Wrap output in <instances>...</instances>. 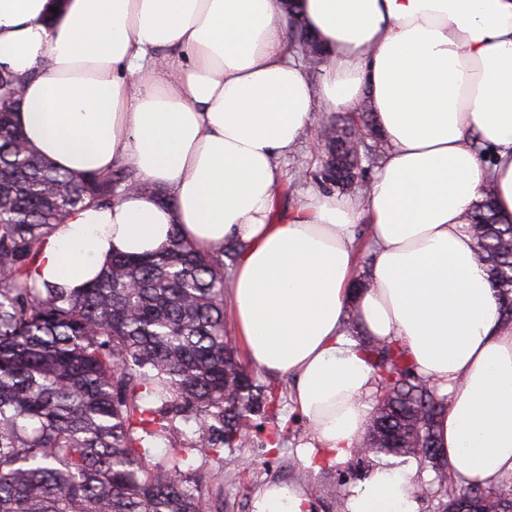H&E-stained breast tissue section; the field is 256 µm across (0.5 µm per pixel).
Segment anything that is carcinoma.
<instances>
[{
    "label": "carcinoma",
    "instance_id": "1",
    "mask_svg": "<svg viewBox=\"0 0 512 512\" xmlns=\"http://www.w3.org/2000/svg\"><path fill=\"white\" fill-rule=\"evenodd\" d=\"M19 76L0 73V105ZM380 139L369 112L329 122V157L352 184ZM136 186L170 202L132 169L76 178L32 151L0 112V512H210L198 460L244 448L247 417L273 412L272 388L249 371L224 325L226 246L198 251L178 233L143 257L117 255L87 288L38 286L33 268L52 229L73 211L108 206ZM493 187L468 229L512 320V224L493 209ZM381 396L370 429L433 442L448 396L416 376L395 346L363 342ZM197 425L187 439L182 425ZM171 443L152 463L144 437ZM437 493L491 492L458 484L432 453Z\"/></svg>",
    "mask_w": 512,
    "mask_h": 512
}]
</instances>
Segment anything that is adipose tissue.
Here are the masks:
<instances>
[{"label": "adipose tissue", "mask_w": 512, "mask_h": 512, "mask_svg": "<svg viewBox=\"0 0 512 512\" xmlns=\"http://www.w3.org/2000/svg\"><path fill=\"white\" fill-rule=\"evenodd\" d=\"M295 16L325 48L319 76L288 39ZM164 49L185 62L168 71ZM0 66L26 78L15 120L35 151L78 177L123 161L172 196L72 212L38 283L80 291L113 255L159 251L175 231L237 244L235 334L250 365L291 378L306 466L362 442L376 380L354 323L447 395L434 446L461 484L512 476V321L466 229L489 184L512 223V0H0ZM362 105L385 150L363 196L313 188L275 223L282 159L318 114ZM360 224L375 260L356 291ZM417 480L377 466L348 512H421ZM311 510L293 484L254 503Z\"/></svg>", "instance_id": "obj_1"}]
</instances>
